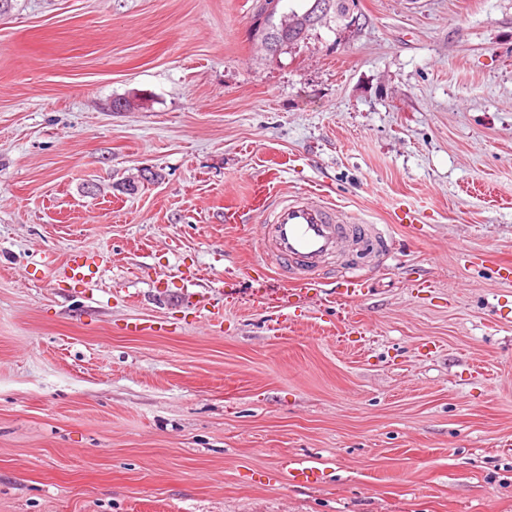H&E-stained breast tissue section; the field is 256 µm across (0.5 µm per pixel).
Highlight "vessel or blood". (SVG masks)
I'll use <instances>...</instances> for the list:
<instances>
[{"instance_id": "b4317fda", "label": "vessel or blood", "mask_w": 512, "mask_h": 512, "mask_svg": "<svg viewBox=\"0 0 512 512\" xmlns=\"http://www.w3.org/2000/svg\"><path fill=\"white\" fill-rule=\"evenodd\" d=\"M262 195V257L290 281L289 297H303L316 284L326 259L354 241L386 252L389 240L376 225L348 216L326 192L275 190L269 180L257 183Z\"/></svg>"}]
</instances>
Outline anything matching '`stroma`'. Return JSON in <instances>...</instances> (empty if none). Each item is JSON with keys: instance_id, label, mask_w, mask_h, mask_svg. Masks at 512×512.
<instances>
[{"instance_id": "stroma-1", "label": "stroma", "mask_w": 512, "mask_h": 512, "mask_svg": "<svg viewBox=\"0 0 512 512\" xmlns=\"http://www.w3.org/2000/svg\"><path fill=\"white\" fill-rule=\"evenodd\" d=\"M252 4L0 16V512H512V0H359L275 56ZM270 169L395 239L325 264L360 301L278 306ZM262 7H256L254 12L255 20L253 28L251 29V37L254 41H259L265 46L266 50L272 54L279 53V45L276 43V37L267 30V15L269 14L270 8L264 3L268 1H261Z\"/></svg>"}]
</instances>
